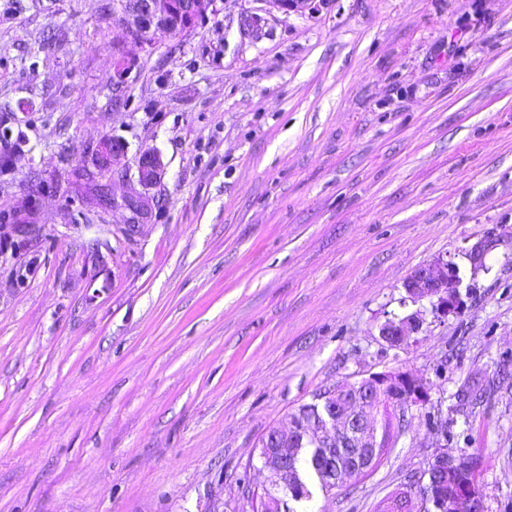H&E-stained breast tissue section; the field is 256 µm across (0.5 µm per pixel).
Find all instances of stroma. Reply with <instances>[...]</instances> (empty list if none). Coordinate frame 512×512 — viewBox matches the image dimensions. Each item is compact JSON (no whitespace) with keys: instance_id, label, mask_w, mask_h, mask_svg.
I'll list each match as a JSON object with an SVG mask.
<instances>
[{"instance_id":"stroma-1","label":"stroma","mask_w":512,"mask_h":512,"mask_svg":"<svg viewBox=\"0 0 512 512\" xmlns=\"http://www.w3.org/2000/svg\"><path fill=\"white\" fill-rule=\"evenodd\" d=\"M107 2L0 0V110L32 106L0 211L44 230L1 253L0 512H250L237 480L263 488L266 432L391 369L430 402L302 512H378L442 423L481 451L484 512H512V0H219L149 54ZM118 45L137 60L119 109ZM106 137L166 167L131 241L124 212L71 206L66 170ZM483 240L460 312L388 347L406 277L442 255L469 270Z\"/></svg>"}]
</instances>
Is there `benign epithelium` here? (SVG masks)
<instances>
[{
	"label": "benign epithelium",
	"mask_w": 512,
	"mask_h": 512,
	"mask_svg": "<svg viewBox=\"0 0 512 512\" xmlns=\"http://www.w3.org/2000/svg\"><path fill=\"white\" fill-rule=\"evenodd\" d=\"M217 0H114L112 25L123 30L128 40L141 49L152 48L151 34L155 32H177L185 34L194 30L198 19H206L217 11ZM136 59L125 52L116 51L112 88H127L128 77L135 67ZM23 152L22 144L14 135L13 123H0V168L11 167L14 158ZM126 144L115 138L100 141L93 152L92 166L77 164L67 176L80 183H94L104 190L102 196H93L95 207L103 212L122 210L126 220L122 233L132 238L141 224L150 221L152 205L156 195L152 191L161 187L165 166L160 152L151 149L142 152L135 161L136 183L116 196L113 191L115 179H127L128 167L122 163L126 157ZM8 227L20 237L19 246L36 243L43 236L38 224L36 209L0 213V228ZM492 242L484 240L474 245L467 253L471 272L487 269L486 257ZM462 284L459 266L444 256L414 269L403 282L407 299L417 309L403 316L387 319L379 328V336L391 348H400L410 337L419 333L426 313L436 317L455 312V295L452 288ZM429 306H424V303ZM431 382L424 376L408 370L371 373L369 376L345 384L341 393L342 405L327 413L322 420L312 421L302 428L292 421L288 427H274L265 436V441L276 440L281 448H261L258 456L262 468L267 472L268 487L263 489L262 506L259 512H280L282 499L274 489L288 487V476L292 471L288 449L284 445L294 442L307 432L327 442L335 439L349 446L348 471L365 472L377 461L382 442L373 413L382 409L398 417L405 409L425 403L430 399ZM456 456L446 452L435 455L429 471L422 475L418 493L420 506L416 512H480L483 509L481 495L464 482L454 485L453 472L448 462Z\"/></svg>",
	"instance_id": "benign-epithelium-1"
}]
</instances>
